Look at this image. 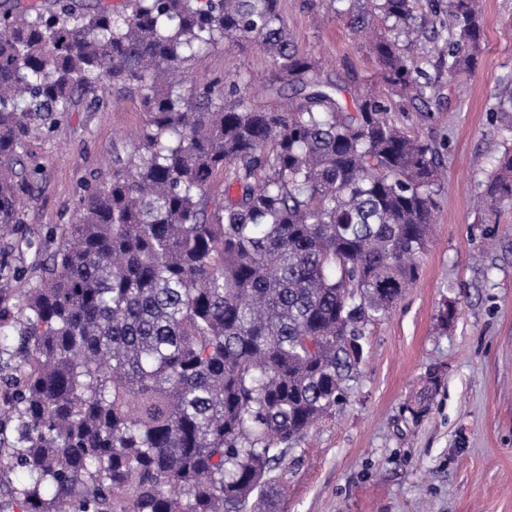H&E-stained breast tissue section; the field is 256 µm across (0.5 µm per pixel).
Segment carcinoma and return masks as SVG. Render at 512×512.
<instances>
[{"instance_id": "carcinoma-1", "label": "carcinoma", "mask_w": 512, "mask_h": 512, "mask_svg": "<svg viewBox=\"0 0 512 512\" xmlns=\"http://www.w3.org/2000/svg\"><path fill=\"white\" fill-rule=\"evenodd\" d=\"M391 94L423 106L427 66L471 73L480 0L432 5L437 60L414 51L421 0H342ZM261 45L260 110L239 70L184 91L223 45ZM119 86L145 114L112 179L87 184L62 244L23 271L0 263V471L30 479L20 512H276L268 474L358 374L365 327L417 278L440 191L439 152L372 89L353 108L288 36L279 0H0V231L25 223L36 140ZM224 178V203L210 190ZM512 200V152L480 191Z\"/></svg>"}]
</instances>
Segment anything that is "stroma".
Here are the masks:
<instances>
[{
  "label": "stroma",
  "mask_w": 512,
  "mask_h": 512,
  "mask_svg": "<svg viewBox=\"0 0 512 512\" xmlns=\"http://www.w3.org/2000/svg\"><path fill=\"white\" fill-rule=\"evenodd\" d=\"M484 50L475 71L449 81L429 67L433 118L411 130L440 153L438 222L419 258V276L388 317L368 325L357 379L336 410L287 449L270 474L277 512H512V201L476 208L481 184L512 147V114L493 112L512 95V0H483ZM300 53L351 100L378 82L366 40L323 0H281ZM239 66L244 93L261 109L286 106L288 89L261 82L270 59L258 45L220 46L195 62L201 85ZM98 112L69 113L36 141L43 171L26 222L0 240V258L35 278L50 233L66 224L81 187L110 180L144 124L137 96L116 89ZM455 317L439 330L438 315ZM435 374L425 414L417 392Z\"/></svg>",
  "instance_id": "stroma-1"
}]
</instances>
